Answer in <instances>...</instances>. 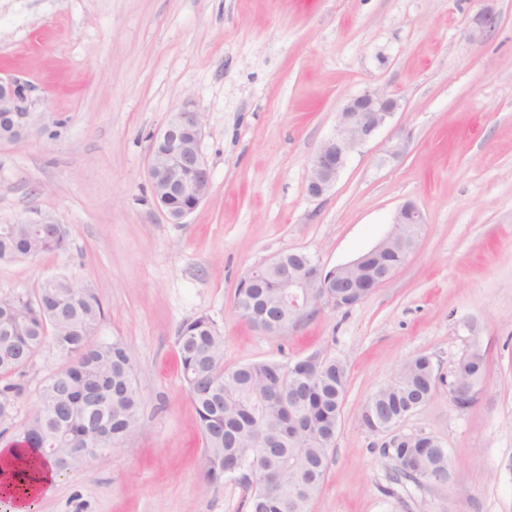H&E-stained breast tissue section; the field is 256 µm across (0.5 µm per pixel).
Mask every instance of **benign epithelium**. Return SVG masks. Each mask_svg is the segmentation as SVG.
<instances>
[{
	"mask_svg": "<svg viewBox=\"0 0 512 512\" xmlns=\"http://www.w3.org/2000/svg\"><path fill=\"white\" fill-rule=\"evenodd\" d=\"M32 106L31 86L28 83L14 75H0V121L4 125H16L18 113H29ZM398 109L397 98L377 89L365 90L348 98L338 113L335 134L318 147L309 161V195L318 198L329 191L350 156L388 125ZM188 128L196 131V144L193 148L187 147L183 141L184 132ZM202 137L200 113L192 102L186 101L173 111L164 127L153 135V138L170 145L171 152L163 163L149 158L148 178L154 179L164 163L177 169L187 168L195 173L196 180L185 185L184 192L196 195L198 186L211 180L210 168L201 151ZM394 223L421 224L423 217L415 204L406 202L398 209ZM364 259L362 255L347 264L328 268L318 259H305L302 251L295 252L293 260L286 266L281 256H276L268 266L282 269V287L286 289L288 309L266 325L264 333L280 335L284 326L295 327L301 324L302 317L311 309H318L326 303L333 304L334 295L324 294L314 298L310 289L318 286L345 287L347 271L356 268ZM397 270L396 266H381L362 287L376 289L391 279ZM105 450V445L91 448L81 442H74L69 448H52L50 453L56 463L66 469L83 458L93 457Z\"/></svg>",
	"mask_w": 512,
	"mask_h": 512,
	"instance_id": "benign-epithelium-1",
	"label": "benign epithelium"
}]
</instances>
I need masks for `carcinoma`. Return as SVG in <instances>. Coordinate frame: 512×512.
I'll return each mask as SVG.
<instances>
[{"mask_svg": "<svg viewBox=\"0 0 512 512\" xmlns=\"http://www.w3.org/2000/svg\"><path fill=\"white\" fill-rule=\"evenodd\" d=\"M181 170L166 169L156 180L154 195L165 197L167 181H183ZM406 224L386 256L400 265L407 252L402 239L414 235ZM67 246L66 229L53 222L0 224V261L35 258ZM258 272L268 288L259 296L236 291L234 307L252 328L278 315L276 270ZM104 308L94 290L73 275L45 277L30 294L0 297V377L21 375L46 342L54 345L64 365L42 386L21 425L18 444L55 464L49 449L58 448V432L67 428L74 439L95 426H110L112 444L141 426L143 398L136 383V364L120 339L95 342ZM180 366L199 419L206 476L218 481L230 467L250 490L249 512H309L325 478L335 439L325 430L338 427L347 388V370L334 357H324L320 374L297 362L257 361L224 365V334L207 316L185 322L178 331ZM485 351L473 344L454 365V376L480 378ZM437 379L431 359L406 361L394 381L378 388L359 409V420L371 434L401 420L418 383ZM19 385L0 387V421L9 418ZM422 435L398 445L382 446L380 454L394 463L393 480L417 485L448 482V449ZM259 448L278 449L282 472L279 487L268 490L256 479L264 465Z\"/></svg>", "mask_w": 512, "mask_h": 512, "instance_id": "carcinoma-1", "label": "carcinoma"}]
</instances>
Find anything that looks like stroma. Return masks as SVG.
<instances>
[{"label": "stroma", "instance_id": "1", "mask_svg": "<svg viewBox=\"0 0 512 512\" xmlns=\"http://www.w3.org/2000/svg\"><path fill=\"white\" fill-rule=\"evenodd\" d=\"M0 70L36 102L32 135L0 142V224L47 218L68 234L65 251L0 262V296L50 274L87 283L106 313L96 338L129 347L144 400L141 429L62 473L35 512H247L239 478L204 476L176 345L201 315L230 367L344 362L310 512H512V0H0ZM370 88L398 112L309 196L311 156ZM188 99L211 188L172 224L151 195L148 137ZM408 201L425 219L415 249L366 300L280 336L238 316L248 271L293 250L347 263ZM475 340L486 371L473 403L456 407L442 385L398 425L440 440L453 479L393 483L361 404L419 354L449 376ZM61 364L48 344L18 377L0 443Z\"/></svg>", "mask_w": 512, "mask_h": 512}]
</instances>
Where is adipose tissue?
Returning a JSON list of instances; mask_svg holds the SVG:
<instances>
[{
    "mask_svg": "<svg viewBox=\"0 0 512 512\" xmlns=\"http://www.w3.org/2000/svg\"><path fill=\"white\" fill-rule=\"evenodd\" d=\"M58 479L53 466L28 455L24 448L0 444V498L9 501L11 512H34L36 501Z\"/></svg>",
    "mask_w": 512,
    "mask_h": 512,
    "instance_id": "obj_1",
    "label": "adipose tissue"
}]
</instances>
